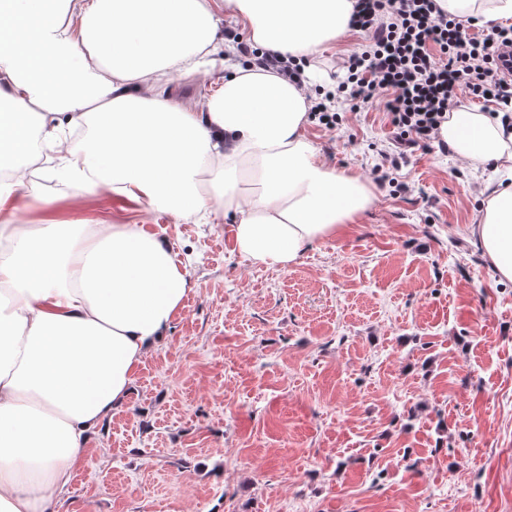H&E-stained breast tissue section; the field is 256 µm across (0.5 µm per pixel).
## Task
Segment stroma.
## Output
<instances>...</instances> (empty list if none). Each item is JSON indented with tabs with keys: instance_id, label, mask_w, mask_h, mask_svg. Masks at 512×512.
Wrapping results in <instances>:
<instances>
[{
	"instance_id": "stroma-1",
	"label": "stroma",
	"mask_w": 512,
	"mask_h": 512,
	"mask_svg": "<svg viewBox=\"0 0 512 512\" xmlns=\"http://www.w3.org/2000/svg\"><path fill=\"white\" fill-rule=\"evenodd\" d=\"M222 75L165 89L190 107ZM307 136L375 201L285 269L240 255L232 217L75 207L36 170L57 219L149 225L195 283L54 512H512V284L469 231L491 170L435 149L394 170L399 191L376 183L379 108Z\"/></svg>"
}]
</instances>
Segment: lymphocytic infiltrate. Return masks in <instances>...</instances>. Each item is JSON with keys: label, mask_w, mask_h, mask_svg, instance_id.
<instances>
[{"label": "lymphocytic infiltrate", "mask_w": 512, "mask_h": 512, "mask_svg": "<svg viewBox=\"0 0 512 512\" xmlns=\"http://www.w3.org/2000/svg\"><path fill=\"white\" fill-rule=\"evenodd\" d=\"M350 27L372 40L348 56L337 91L351 110L383 107L401 144L447 151L436 138L462 89L512 108V80L499 69L512 26L484 30L477 18L438 12L434 0H356Z\"/></svg>", "instance_id": "f902f5d3"}]
</instances>
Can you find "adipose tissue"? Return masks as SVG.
Wrapping results in <instances>:
<instances>
[{"label":"adipose tissue","instance_id":"obj_1","mask_svg":"<svg viewBox=\"0 0 512 512\" xmlns=\"http://www.w3.org/2000/svg\"><path fill=\"white\" fill-rule=\"evenodd\" d=\"M0 0V141L32 153L35 128L74 196L110 191L179 219L232 214L250 261L295 265L374 202L361 177L330 166L305 135L304 88L269 68L218 57L232 9L259 47L310 57L349 29L353 0ZM494 23L512 0H436ZM223 64L224 85L193 108L160 85ZM90 129L73 146L63 128ZM473 164L512 173V114L450 112L439 131ZM470 231L499 281L512 282V184L485 185ZM41 216L15 223L20 210ZM27 171L0 184V512H51L79 452L126 403L133 376L194 283L168 240L143 224L65 223Z\"/></svg>","mask_w":512,"mask_h":512}]
</instances>
